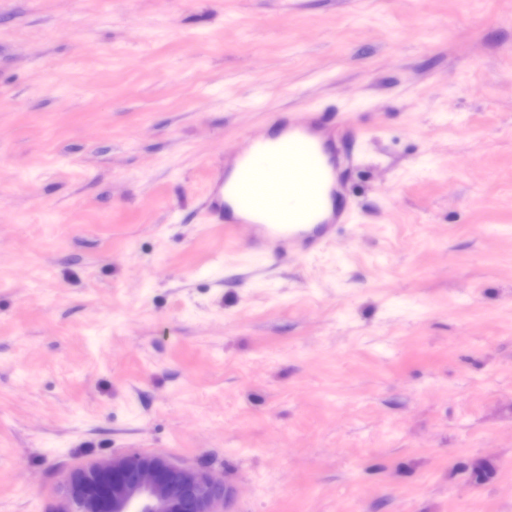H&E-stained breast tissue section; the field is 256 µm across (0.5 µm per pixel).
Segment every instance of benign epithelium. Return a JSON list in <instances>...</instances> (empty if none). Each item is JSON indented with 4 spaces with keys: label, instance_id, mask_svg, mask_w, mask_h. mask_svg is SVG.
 Here are the masks:
<instances>
[{
    "label": "benign epithelium",
    "instance_id": "7a95c632",
    "mask_svg": "<svg viewBox=\"0 0 512 512\" xmlns=\"http://www.w3.org/2000/svg\"><path fill=\"white\" fill-rule=\"evenodd\" d=\"M226 493L208 470L130 450L68 471L51 512H217Z\"/></svg>",
    "mask_w": 512,
    "mask_h": 512
}]
</instances>
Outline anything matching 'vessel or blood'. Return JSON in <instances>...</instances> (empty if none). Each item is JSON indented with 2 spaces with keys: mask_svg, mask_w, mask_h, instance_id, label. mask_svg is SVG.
I'll return each instance as SVG.
<instances>
[{
  "mask_svg": "<svg viewBox=\"0 0 512 512\" xmlns=\"http://www.w3.org/2000/svg\"><path fill=\"white\" fill-rule=\"evenodd\" d=\"M277 125L276 137H246L225 157L208 210L225 235L251 229L257 257L284 247L306 256L352 219L337 203L349 166L337 144L353 131L337 125L330 112L312 107L300 117L278 118Z\"/></svg>",
  "mask_w": 512,
  "mask_h": 512,
  "instance_id": "obj_1",
  "label": "vessel or blood"
}]
</instances>
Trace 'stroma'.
<instances>
[{
    "instance_id": "obj_1",
    "label": "stroma",
    "mask_w": 512,
    "mask_h": 512,
    "mask_svg": "<svg viewBox=\"0 0 512 512\" xmlns=\"http://www.w3.org/2000/svg\"><path fill=\"white\" fill-rule=\"evenodd\" d=\"M306 105L353 221L257 264L204 201ZM131 449L224 512H512V0H0V512Z\"/></svg>"
}]
</instances>
